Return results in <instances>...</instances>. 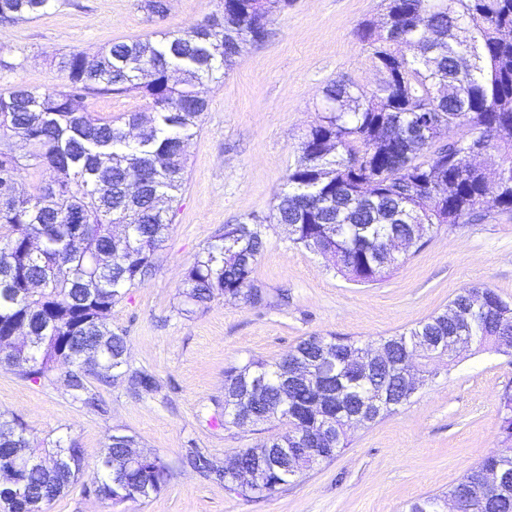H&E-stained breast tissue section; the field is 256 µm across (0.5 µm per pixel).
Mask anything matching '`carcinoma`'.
Wrapping results in <instances>:
<instances>
[{
	"instance_id": "carcinoma-1",
	"label": "carcinoma",
	"mask_w": 512,
	"mask_h": 512,
	"mask_svg": "<svg viewBox=\"0 0 512 512\" xmlns=\"http://www.w3.org/2000/svg\"><path fill=\"white\" fill-rule=\"evenodd\" d=\"M52 0H0V24L37 18ZM288 0H224L223 11L187 33L160 30V40L113 43L90 61L72 51L54 56L60 87L14 86L0 92V338L19 329L14 348L0 347V366L40 383L50 373L73 400L101 410L89 377L126 382L129 391L159 383L128 362L126 336L112 329V306L124 290L145 282L166 240L164 203L185 180L186 142L208 109L205 83L231 70L247 43L267 35V24ZM163 19L168 0H141ZM512 0H387L378 22L358 29L382 76L374 90L338 80L323 91L324 112L299 144V157L268 216H248L224 231L189 266L179 291L182 314L216 296L262 300L254 266L266 247L264 228L284 227L288 241L317 254L332 252L334 269L357 284L376 282L398 261H384L394 240L424 246L434 226L485 219L483 173L464 166L474 140L489 160L512 172ZM469 64H460L462 57ZM137 93L153 118L129 112L116 124L83 107L90 95ZM31 151L14 154L10 140ZM38 168L35 193L17 194L20 172ZM498 212L512 214V176L503 182ZM471 288L405 332L361 345L339 336L312 335L282 358L250 359L224 370V423L236 427L278 422L284 435L242 448L236 462L260 465L265 475L246 488L236 473L198 450L186 462L229 493L271 496L292 479L333 459L358 427L410 403L405 384L426 380L431 360L454 362L430 349L434 336H471L479 351L512 356V303L493 288ZM387 348L386 365L363 374L356 359ZM93 356L97 370H82ZM500 451L483 457L460 480L476 495L464 512H512V486L488 491L486 474L512 468V391L499 403ZM132 436L112 433L92 463L94 492L116 503L148 500L171 471L156 452H140ZM51 463L26 425L0 417V458L22 455L38 465L18 487L0 485L5 512H45L85 471L74 438L53 442ZM454 489L419 498L405 512H448Z\"/></svg>"
}]
</instances>
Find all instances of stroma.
Returning <instances> with one entry per match:
<instances>
[{"label":"stroma","instance_id":"35a3bbf8","mask_svg":"<svg viewBox=\"0 0 512 512\" xmlns=\"http://www.w3.org/2000/svg\"><path fill=\"white\" fill-rule=\"evenodd\" d=\"M138 2L54 0L41 17L0 25V91L61 85L54 54L90 55L161 29L185 33L222 10L221 0H169L167 17L152 21ZM385 7L386 0H291L269 22L264 42L246 46L233 69L207 83L208 109L188 143L185 183L153 273L110 315L125 333L130 365L155 374L158 391L135 397L115 381L101 388L107 411L97 414L63 384L27 382L0 366V416L19 417L37 440L76 438L90 463L109 434H129L173 469L166 488L148 500L115 504L79 485L49 512H405L500 448L499 398L512 386V358L470 349L451 365L436 364V376L410 404L355 430L336 458L272 496L224 491L182 462L196 449L222 466L239 449L287 431L276 422L225 424L215 401L229 365L276 361L315 334L365 343L403 332L464 287H490L512 300V215L490 206L482 222L434 227L424 247L400 254L394 272L368 285L346 280L269 225L253 273L263 305L219 296L191 316L177 311L195 256L225 225L271 211L320 116L325 87L340 79L377 87L381 76L358 29Z\"/></svg>","mask_w":512,"mask_h":512}]
</instances>
